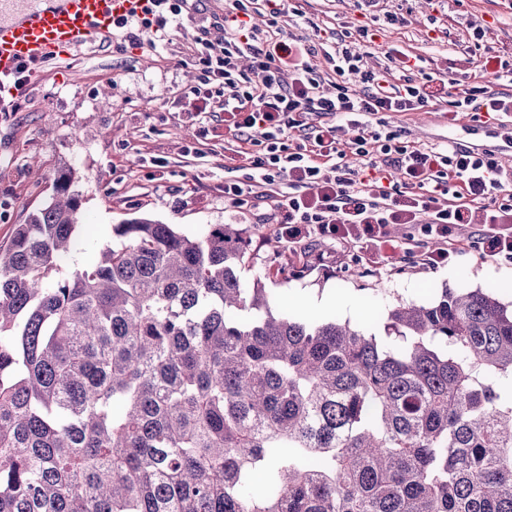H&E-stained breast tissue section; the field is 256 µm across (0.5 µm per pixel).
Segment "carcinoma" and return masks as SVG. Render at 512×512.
<instances>
[{
    "label": "carcinoma",
    "mask_w": 512,
    "mask_h": 512,
    "mask_svg": "<svg viewBox=\"0 0 512 512\" xmlns=\"http://www.w3.org/2000/svg\"><path fill=\"white\" fill-rule=\"evenodd\" d=\"M72 182L0 248V512H512V308L275 314L231 224L65 274Z\"/></svg>",
    "instance_id": "cac0c4a2"
}]
</instances>
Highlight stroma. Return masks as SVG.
Masks as SVG:
<instances>
[{"label": "stroma", "mask_w": 512, "mask_h": 512, "mask_svg": "<svg viewBox=\"0 0 512 512\" xmlns=\"http://www.w3.org/2000/svg\"><path fill=\"white\" fill-rule=\"evenodd\" d=\"M288 6L305 16L282 21L285 34L297 38L317 27L344 35L360 18L355 0H288ZM379 7L404 22L370 47L368 63H380L383 48L399 46L437 77L430 88L434 105L386 112L383 120L401 141L421 147L458 142L493 151L512 165V153L504 150L512 141V112L485 124L466 115L451 124L441 113L443 78L467 85L480 78L484 57L512 55V12L500 0H380ZM223 16L224 0H199L158 48H149L150 34H140L135 47L119 30L71 58L38 65L18 111L0 112V245H8L15 226L51 200L58 178L69 171L81 202L69 271L88 266L102 245L115 243L114 225L147 217L189 236L204 235L213 224L238 225L249 252L242 282H261L273 309L302 317L315 316L311 301L328 291L356 302L352 309L329 310V317L364 329L379 328L378 313L428 303L444 288L490 289L512 302V260L487 257L473 244H462L436 268L403 252L377 264L358 246L326 238L290 249L274 241L277 218L270 205H225V179L244 172L224 147V114L191 117L183 97L200 74L196 40ZM479 21L485 27L475 42L469 26ZM466 48L472 51L469 64L461 61ZM203 127L208 138L200 153H187ZM157 158L164 167L154 166Z\"/></svg>", "instance_id": "obj_1"}]
</instances>
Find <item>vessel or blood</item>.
Returning <instances> with one entry per match:
<instances>
[{"instance_id": "obj_1", "label": "vessel or blood", "mask_w": 512, "mask_h": 512, "mask_svg": "<svg viewBox=\"0 0 512 512\" xmlns=\"http://www.w3.org/2000/svg\"><path fill=\"white\" fill-rule=\"evenodd\" d=\"M145 0H46L0 22V85L19 66L67 59L83 45L110 37L116 19L141 13Z\"/></svg>"}]
</instances>
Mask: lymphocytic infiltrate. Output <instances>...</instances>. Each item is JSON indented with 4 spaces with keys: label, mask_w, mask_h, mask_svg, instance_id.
I'll return each instance as SVG.
<instances>
[{
    "label": "lymphocytic infiltrate",
    "mask_w": 512,
    "mask_h": 512,
    "mask_svg": "<svg viewBox=\"0 0 512 512\" xmlns=\"http://www.w3.org/2000/svg\"><path fill=\"white\" fill-rule=\"evenodd\" d=\"M186 0H151L143 14L118 19L117 28L159 32L178 18ZM267 7L265 28L251 22ZM280 0H226L224 35L198 39L194 60L201 75L186 93L195 114L221 110L224 137L235 143L245 163L244 178L224 183L225 204L274 202L279 239L288 246L312 235L351 242L375 254L394 249L392 224H417L434 243L425 261L447 263L454 233L474 228L477 244L489 257L512 259V168L494 152H475L450 143L417 147L400 141L391 129L374 128L381 112H416L429 104L432 75H416L410 54L397 48L385 53L379 70L364 67V44L396 24V16L370 15L351 40L285 36ZM323 55L336 77L333 93L310 63ZM249 68H240L241 58ZM399 84L388 81L392 71ZM360 76L364 91L352 88ZM447 112L473 120L495 119L512 112V93H495L484 85L458 88L448 83Z\"/></svg>",
    "instance_id": "1"
}]
</instances>
